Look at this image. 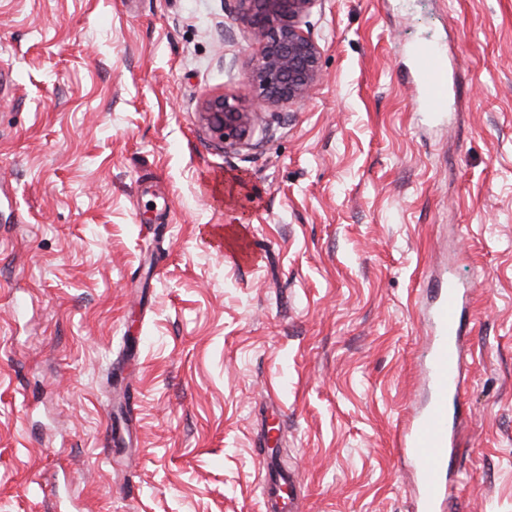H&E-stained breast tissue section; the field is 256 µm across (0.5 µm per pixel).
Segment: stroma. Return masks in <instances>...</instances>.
Masks as SVG:
<instances>
[{
  "label": "stroma",
  "instance_id": "obj_1",
  "mask_svg": "<svg viewBox=\"0 0 512 512\" xmlns=\"http://www.w3.org/2000/svg\"><path fill=\"white\" fill-rule=\"evenodd\" d=\"M309 98L251 104L234 0H0V512H415L429 277L475 291L443 512H512V0H318ZM448 58L447 116L410 48ZM239 226L253 255L219 253Z\"/></svg>",
  "mask_w": 512,
  "mask_h": 512
}]
</instances>
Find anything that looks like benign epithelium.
Instances as JSON below:
<instances>
[{"label":"benign epithelium","mask_w":512,"mask_h":512,"mask_svg":"<svg viewBox=\"0 0 512 512\" xmlns=\"http://www.w3.org/2000/svg\"><path fill=\"white\" fill-rule=\"evenodd\" d=\"M318 0H236L237 13L261 40L248 80L255 90L248 106L224 94L205 100L200 112L224 148L253 146L264 111L305 101L321 78L320 48L305 19Z\"/></svg>","instance_id":"1"}]
</instances>
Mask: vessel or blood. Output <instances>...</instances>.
Wrapping results in <instances>:
<instances>
[{
    "label": "vessel or blood",
    "instance_id": "obj_1",
    "mask_svg": "<svg viewBox=\"0 0 512 512\" xmlns=\"http://www.w3.org/2000/svg\"><path fill=\"white\" fill-rule=\"evenodd\" d=\"M414 66L422 108L435 114L447 111L448 66L442 51L432 43L418 45ZM431 293V353L426 367L430 398L425 409L404 422L397 440L398 448L418 471L414 490L417 512H440L449 488L448 456L457 446L455 408L464 393L462 321L471 291L441 281Z\"/></svg>",
    "mask_w": 512,
    "mask_h": 512
}]
</instances>
